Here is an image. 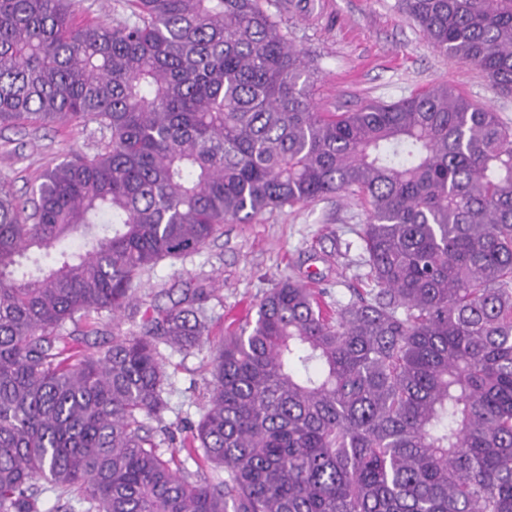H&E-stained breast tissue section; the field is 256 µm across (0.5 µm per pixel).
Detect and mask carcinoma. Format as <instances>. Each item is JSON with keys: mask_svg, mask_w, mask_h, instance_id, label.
Listing matches in <instances>:
<instances>
[{"mask_svg": "<svg viewBox=\"0 0 512 512\" xmlns=\"http://www.w3.org/2000/svg\"><path fill=\"white\" fill-rule=\"evenodd\" d=\"M77 2L0 0V125L109 132L24 201L0 182V512H512V126L448 83L319 106L279 0H132L112 27ZM400 7L512 94V0ZM336 193L367 204L373 288L268 291L164 457L161 348L204 344L212 290L91 348L80 321L221 226Z\"/></svg>", "mask_w": 512, "mask_h": 512, "instance_id": "1", "label": "carcinoma"}]
</instances>
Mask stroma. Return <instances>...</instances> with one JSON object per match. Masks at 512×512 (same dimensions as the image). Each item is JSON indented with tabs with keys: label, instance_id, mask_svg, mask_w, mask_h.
<instances>
[{
	"label": "stroma",
	"instance_id": "35a3bbf8",
	"mask_svg": "<svg viewBox=\"0 0 512 512\" xmlns=\"http://www.w3.org/2000/svg\"><path fill=\"white\" fill-rule=\"evenodd\" d=\"M281 19L294 44L313 58L316 102L346 111L370 100L392 102L417 90L452 83L512 125V95L500 94L471 64L437 52L397 0H288ZM107 135L97 124L0 128V181L27 198L42 174L74 153L94 154ZM366 220L357 196L329 195L227 224L202 250L164 260L144 275L141 308L168 306L182 288H212L211 341L254 323L262 297L283 280L323 290L326 301H348L367 289L357 236ZM171 385L166 422H197L209 396L207 348L163 351Z\"/></svg>",
	"mask_w": 512,
	"mask_h": 512
}]
</instances>
